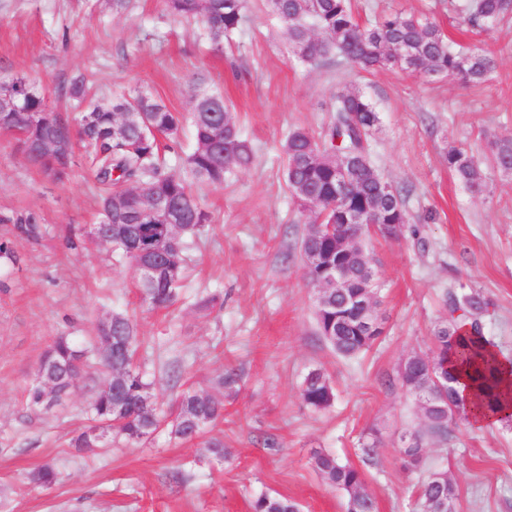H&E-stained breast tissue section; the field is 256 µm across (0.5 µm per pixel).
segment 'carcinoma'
<instances>
[{"instance_id":"1","label":"carcinoma","mask_w":512,"mask_h":512,"mask_svg":"<svg viewBox=\"0 0 512 512\" xmlns=\"http://www.w3.org/2000/svg\"><path fill=\"white\" fill-rule=\"evenodd\" d=\"M170 14L184 19H199L215 46L237 31L247 19V0H165ZM269 11L284 25L288 46L299 60L321 66L344 59L365 70H401L422 75H450L467 83H482L497 68L490 53L472 48H455L440 29L428 21L403 12L388 14L369 27L357 21L351 0H266ZM459 24L488 33L512 17V0H465L454 5ZM0 89L18 102L19 110L0 112V133L26 134L33 142L53 134L58 138L76 137L84 150V160L101 186L99 203L102 224H135L150 235V249L174 260L173 281L148 280L138 276L144 302L154 309L174 305L184 275L188 241L202 236L210 213L202 206L194 185L221 187L253 162V150L242 137L230 104L218 90H200L192 96L188 113L171 111L164 103L144 95L120 98L110 103H93L78 124L57 114V127L44 129L36 116L49 112L47 98L23 76L0 79ZM65 96L81 106L87 100L84 76L73 78L62 88ZM332 116L325 130L314 135L306 129L289 133L282 150L284 180L297 206L310 213L301 236L300 253L315 250L328 262L345 263L348 284L344 288L323 285V272L316 266L304 271L308 284L318 289L314 305L317 332L336 355L351 358L370 348L379 338L351 321L353 295L368 289L374 307L381 305L380 288L372 257L365 250V236L357 235L354 219L361 224H397L389 235L400 239L408 223L405 201L396 188L386 189L387 181L372 164L368 139L380 122L372 101L347 86L336 88ZM189 121L195 139L194 150L184 160L187 175H176L165 168L159 154L158 136L168 139L166 148L178 146V134ZM491 164L500 173L512 176V134L493 137ZM448 169L472 193L486 187L482 165L459 148L445 156ZM27 161L56 179H64L73 160L58 167L37 154ZM346 179L343 195H336L338 176ZM159 202L151 213L142 210V200ZM31 241L46 234L40 215L22 211L0 217ZM176 224L178 230L164 229ZM119 258L135 259L134 238L114 234L102 240ZM447 318L433 329L438 352L429 359L415 353L400 364L403 385L414 394L424 418L425 430L416 431L413 442L402 448L411 464L421 462L425 446L434 438H448V425L468 413V405L455 387L456 369L466 372L474 395L487 417H495L504 405H512V361L505 363L490 352L493 342L485 334L484 314L488 301L465 285L445 300ZM96 350L109 375L107 385L92 400L91 424L69 440L79 456L92 454L106 446L96 424H107V433L127 441L149 438L162 425L176 437L192 441L203 437L204 428L224 417V389L239 383V374L228 368L216 382L217 392L200 393L188 388L176 400L175 410L165 416L157 412L149 383L133 366L137 349L136 323L120 313L112 323L97 326ZM86 352L69 336H58L45 351L37 373L50 377V385L35 382L26 390L28 407L50 411L62 405L81 377ZM301 399L312 410L329 407L334 390L319 369L310 371L301 387ZM315 471L345 497L346 512H376L374 498L365 490L361 468L344 463L331 453L312 457ZM56 472L50 465L34 471L29 480L40 486L54 483ZM422 512H440L448 506L455 512L456 489L445 473L435 471L418 487ZM253 512H301L300 505L286 497L263 493L252 502Z\"/></svg>"}]
</instances>
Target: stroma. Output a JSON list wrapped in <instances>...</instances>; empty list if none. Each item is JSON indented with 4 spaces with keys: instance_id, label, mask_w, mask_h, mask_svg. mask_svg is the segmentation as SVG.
<instances>
[{
    "instance_id": "35a3bbf8",
    "label": "stroma",
    "mask_w": 512,
    "mask_h": 512,
    "mask_svg": "<svg viewBox=\"0 0 512 512\" xmlns=\"http://www.w3.org/2000/svg\"><path fill=\"white\" fill-rule=\"evenodd\" d=\"M354 5L364 24L400 11L421 16L454 42L491 53L498 67L480 85L365 73L344 62L314 67L291 57L264 0H251L247 22L219 48L200 23L170 16L164 0H131L121 15L109 0H0V75L26 76L58 112L79 116L61 87L81 74L97 99L145 94L175 112L190 110L202 84L223 90L255 154L224 187L201 189L209 230L186 251L180 301L154 310L141 299L134 265L112 260L90 239L100 220L94 177L77 164L64 180H49L15 138L0 134V237L12 239L20 257L8 292H0V512H251L263 493L293 499L301 512H344L341 492L310 464L316 450L363 468L377 512H419L418 484L433 471L454 483L455 512H512V425L454 421L447 441L428 443L421 469H403L399 436L424 421L397 373L406 356L435 352L432 330L446 315V295L463 284L490 301L486 334L512 360V179L487 169V188L475 196L443 159L451 146L485 157V132L512 133V21L475 35L456 29L448 0ZM341 85L375 104L371 160L405 194L409 223L419 230L368 240L386 320L379 340L351 359L317 333L316 290L303 277L298 249L308 216L286 187L282 154L292 130L322 131ZM25 210L48 228L39 242L1 221ZM73 235L83 247L67 248ZM210 294L218 297L214 308L196 312L193 301ZM115 312L137 323L135 363L163 412L183 389H211L224 368L239 370L223 421L205 430L223 441V460L166 429L142 444L76 456L67 442L105 381L95 368L56 413L27 409L26 389L55 336L66 331L87 344L98 321ZM174 366L177 383L169 377ZM316 368L335 391L332 406L318 412L299 398ZM372 432L380 447L367 462L362 443ZM269 437L277 448H265ZM46 463L57 473L51 488L24 483Z\"/></svg>"
}]
</instances>
